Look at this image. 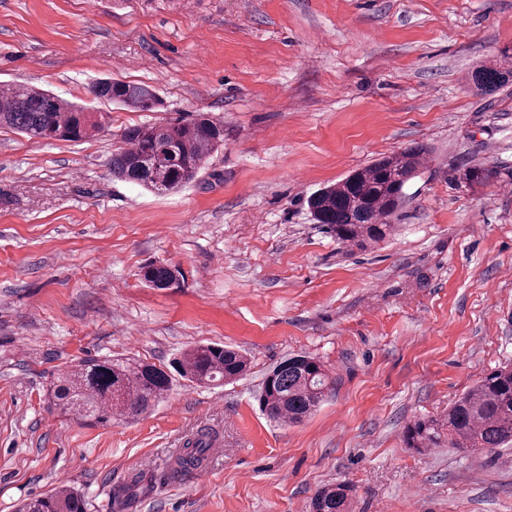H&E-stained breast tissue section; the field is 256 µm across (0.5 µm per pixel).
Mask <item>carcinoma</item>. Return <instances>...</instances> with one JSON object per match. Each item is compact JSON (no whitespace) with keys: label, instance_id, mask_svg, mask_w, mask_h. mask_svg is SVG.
<instances>
[{"label":"carcinoma","instance_id":"cac0c4a2","mask_svg":"<svg viewBox=\"0 0 512 512\" xmlns=\"http://www.w3.org/2000/svg\"><path fill=\"white\" fill-rule=\"evenodd\" d=\"M483 91L512 84V65L484 67L473 76ZM98 99L154 112L161 100L151 86L101 79L92 85ZM105 116L40 88L22 87L0 95V128L31 139L80 141L104 128ZM123 146L112 154V172L121 179L164 195L195 181L205 159L224 145V126L199 116L189 122L166 121L125 129ZM420 149H408L351 172L340 182L307 198L313 220L323 224L342 244L378 242L392 231L387 219L403 204L408 183L424 167ZM493 167H471L462 180L469 186L498 178ZM143 281L154 288H176L177 270L164 263L141 268ZM178 372L200 385H220L241 377L247 359L238 350L216 344L197 345L181 356ZM333 381L323 364L307 354L292 355L276 364L262 382V411L272 420L299 423L324 399ZM171 389V377L148 362L86 358L57 373L49 384L50 406L64 416L91 425L112 419L133 421L154 407ZM406 447L422 451L440 448L493 449L512 444V366L487 374L462 394L441 419L417 420L405 428ZM211 436L200 433L186 443L173 477L181 478L203 461ZM351 489L344 483L317 491L313 512H348ZM88 503L65 488L30 499L23 512H87Z\"/></svg>","mask_w":512,"mask_h":512}]
</instances>
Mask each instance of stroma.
Returning a JSON list of instances; mask_svg holds the SVG:
<instances>
[{
	"instance_id": "stroma-1",
	"label": "stroma",
	"mask_w": 512,
	"mask_h": 512,
	"mask_svg": "<svg viewBox=\"0 0 512 512\" xmlns=\"http://www.w3.org/2000/svg\"><path fill=\"white\" fill-rule=\"evenodd\" d=\"M508 56L512 0H0V86L106 116L78 142L0 129V512L60 486L88 512H309L338 482L352 512H512V447L403 441L512 364V85L471 81ZM102 78L160 110L95 98ZM200 113L224 146L187 187L113 178L124 129ZM415 147L392 235L348 246L314 222L312 192ZM474 165L502 176L465 186ZM150 262L179 286L148 287ZM200 343L242 350L247 375L174 374ZM297 353L334 384L278 423L262 381ZM88 357L155 364L171 389L132 422L62 416L49 382ZM203 428L208 476L172 479ZM95 98L130 107L142 112H156L161 100L150 85L120 80L100 79L92 85Z\"/></svg>"
}]
</instances>
